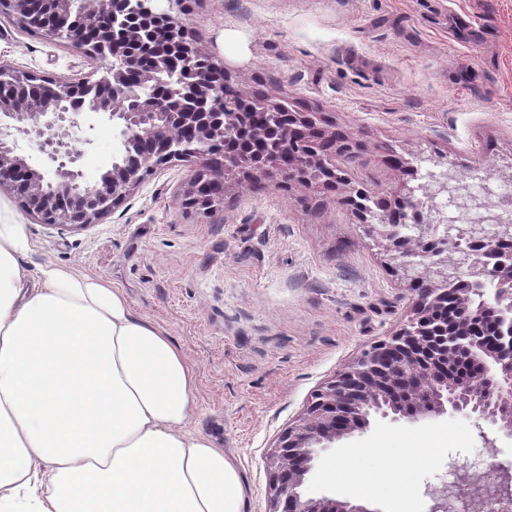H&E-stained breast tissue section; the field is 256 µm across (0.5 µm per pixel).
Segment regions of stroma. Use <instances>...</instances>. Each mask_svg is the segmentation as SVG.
Masks as SVG:
<instances>
[{
  "label": "stroma",
  "instance_id": "stroma-1",
  "mask_svg": "<svg viewBox=\"0 0 512 512\" xmlns=\"http://www.w3.org/2000/svg\"><path fill=\"white\" fill-rule=\"evenodd\" d=\"M187 36L227 83L313 113L360 149L336 156L346 189L227 182L223 205L186 208L197 158L156 167L84 227L44 223L9 186L0 205L26 224L22 264L73 266L122 289L167 330L198 373L192 429L237 460L248 512H267L266 456L312 394L407 323L418 292L368 234L359 193L404 202L416 171L445 172L466 201L473 171L512 165V0H191ZM60 81L102 73L65 41L0 18V64ZM86 177L112 166V126L82 127ZM512 463V438L477 416L376 414L323 452L314 497L377 512H427L425 484L449 458Z\"/></svg>",
  "mask_w": 512,
  "mask_h": 512
}]
</instances>
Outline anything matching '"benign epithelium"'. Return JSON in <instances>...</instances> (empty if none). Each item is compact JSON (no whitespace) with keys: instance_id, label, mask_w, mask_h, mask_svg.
Instances as JSON below:
<instances>
[{"instance_id":"benign-epithelium-1","label":"benign epithelium","mask_w":512,"mask_h":512,"mask_svg":"<svg viewBox=\"0 0 512 512\" xmlns=\"http://www.w3.org/2000/svg\"><path fill=\"white\" fill-rule=\"evenodd\" d=\"M0 0V14L49 40L67 41L107 62L96 80L53 81L9 67L12 80L0 91V186L7 184L24 208L47 224H94L118 206L155 166L189 157H209L190 181L185 205L208 212L224 197L206 192L225 187L227 174L249 177L272 171L305 187L320 180L326 162L319 140L336 135L315 126L306 112H290L279 103H263L265 123L248 112L225 113L211 91L224 87V67L189 41L171 11L181 0ZM91 115L112 122L118 140L112 168L95 179L80 168L82 142L73 133ZM29 141L49 162L50 176L31 172L12 131ZM152 152H132L139 139ZM475 224H498L495 237L512 238V225L499 223L486 197H469ZM375 241L403 274L427 275L407 324L379 341L317 389L295 424L278 437L266 457L270 474L268 512H380L349 500L312 498L304 485L321 452L353 433L367 415L416 420L447 412L475 414L512 437V316L487 320L486 309H471L467 292L448 296V249L430 262L419 260L420 246L439 238L459 251L458 241L441 222L419 223L403 234L389 214L371 225ZM472 283L482 288L489 265L466 254ZM499 303L512 305V266L495 270ZM485 474L494 488L480 503L481 512H498L512 497V468L492 463ZM430 512H457L455 483L427 486Z\"/></svg>"}]
</instances>
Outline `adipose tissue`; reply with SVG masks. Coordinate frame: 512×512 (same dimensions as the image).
I'll return each mask as SVG.
<instances>
[{
	"instance_id": "1",
	"label": "adipose tissue",
	"mask_w": 512,
	"mask_h": 512,
	"mask_svg": "<svg viewBox=\"0 0 512 512\" xmlns=\"http://www.w3.org/2000/svg\"><path fill=\"white\" fill-rule=\"evenodd\" d=\"M0 218V512H247L230 454L190 428L196 371L124 293Z\"/></svg>"
}]
</instances>
